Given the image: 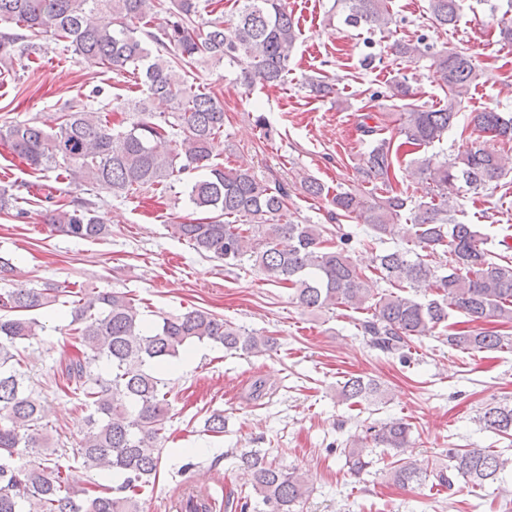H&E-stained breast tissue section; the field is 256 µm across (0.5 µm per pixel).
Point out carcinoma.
I'll use <instances>...</instances> for the list:
<instances>
[{
    "mask_svg": "<svg viewBox=\"0 0 512 512\" xmlns=\"http://www.w3.org/2000/svg\"><path fill=\"white\" fill-rule=\"evenodd\" d=\"M461 0H428V11L441 28L460 20ZM235 16L225 25L224 13L211 0H173L165 24L152 21L153 0H0V61L63 43L73 55L96 60L117 72L132 71L141 96L119 99L97 109L67 104L55 125L44 129L30 119L11 124L5 139L14 154L33 170H62L70 183L88 191L127 198L144 189L184 184L194 209L206 220L172 225L173 234L199 254L227 267L249 265L292 290V299L311 310H366L357 329L371 345L404 355L415 338L446 332L448 345L462 351L499 352L512 349L503 332L512 327V244L503 239L502 253L493 256L476 225L456 220L457 184L479 195L498 187L512 163L498 144L512 142V113L494 108L468 112L457 153L443 161L423 156L411 161L414 171L432 185L430 201H416L397 181L393 149L429 148L448 137L471 87L486 78L485 70L463 51H438L423 35L391 46L411 62L428 59L444 104L427 109L412 102L405 79H393L369 99L399 100L404 108L394 144L372 142L366 174L385 186L372 201L361 194L329 188L303 176L289 184L257 176L252 170H227L213 162L215 143L224 135V103L191 81L194 72L229 65L248 92L282 85L288 79L298 23L283 0H235ZM344 23L368 32L389 29L393 18L388 0H335ZM305 88L316 97L331 94L325 80L308 76ZM135 112L137 119L114 132L111 113ZM326 198L327 221L336 224L328 235L322 224L305 220L280 223L296 190ZM96 203L75 198L45 214L52 231L84 241L108 233L95 216ZM240 218L234 224L228 218ZM410 222L412 248L386 250L362 267L351 256L366 240L384 241L400 219ZM366 227V236L344 229L343 222ZM451 264L434 261L439 252ZM393 290L376 292L371 276ZM438 297L419 299L421 289ZM69 291L52 283L40 288L0 292V512H142L140 492L159 476L158 447L169 419L168 382L163 369L179 358L185 346L210 340L229 352L258 354L273 348V339L236 326L203 310L164 317L144 324L135 299L125 292L81 288L75 292L74 354L64 369L67 390L82 393L89 411L75 457L85 469L104 476L117 474L120 484L101 493L83 487L59 461L45 466L22 463L25 458L56 454L44 433V406L20 371L24 343L46 329L34 314L52 310ZM467 327L449 322L451 313ZM340 397L352 404H379L385 390L373 380L351 376L342 382ZM483 427L512 436V406L494 405L478 417ZM410 424L393 417L366 428L365 435L344 449L348 468L360 473L372 464L369 448L397 452L410 443ZM450 465L430 469L415 460L398 459L389 470L394 484L409 487L431 482L450 490L457 478L474 488L497 480L507 460L490 448H450ZM258 512H295L310 494L304 476L289 471L268 453L250 449L238 457Z\"/></svg>",
    "mask_w": 512,
    "mask_h": 512,
    "instance_id": "obj_1",
    "label": "carcinoma"
}]
</instances>
